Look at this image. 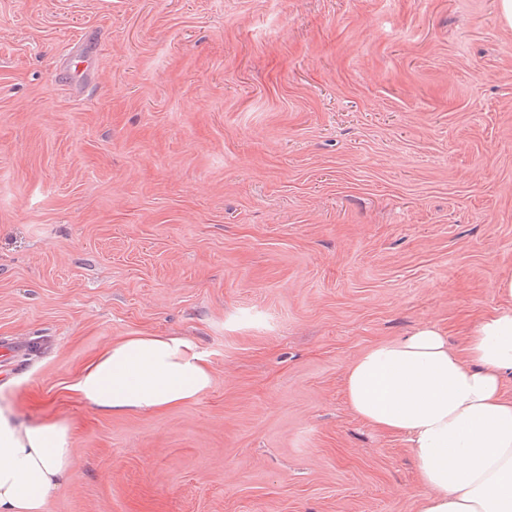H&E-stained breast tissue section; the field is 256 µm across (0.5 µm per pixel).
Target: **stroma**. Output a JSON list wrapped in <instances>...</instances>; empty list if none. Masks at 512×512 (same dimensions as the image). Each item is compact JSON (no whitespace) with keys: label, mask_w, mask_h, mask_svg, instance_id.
I'll list each match as a JSON object with an SVG mask.
<instances>
[{"label":"stroma","mask_w":512,"mask_h":512,"mask_svg":"<svg viewBox=\"0 0 512 512\" xmlns=\"http://www.w3.org/2000/svg\"><path fill=\"white\" fill-rule=\"evenodd\" d=\"M501 0H0V367L70 430L42 512H418L405 436L353 361L454 348L512 278ZM213 375L162 412L92 408L128 336Z\"/></svg>","instance_id":"stroma-1"}]
</instances>
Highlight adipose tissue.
<instances>
[{
  "mask_svg": "<svg viewBox=\"0 0 512 512\" xmlns=\"http://www.w3.org/2000/svg\"><path fill=\"white\" fill-rule=\"evenodd\" d=\"M501 307L471 332L464 351L437 328L376 345L349 367L346 395L367 423L404 433L423 489L420 512H512V278ZM209 362L183 336H130L112 343L74 389L95 408L162 411L197 399ZM73 474L61 423H24L0 406V512H41Z\"/></svg>",
  "mask_w": 512,
  "mask_h": 512,
  "instance_id": "obj_1",
  "label": "adipose tissue"
}]
</instances>
